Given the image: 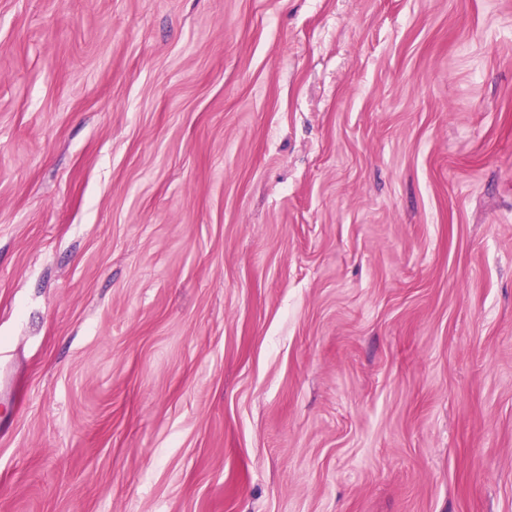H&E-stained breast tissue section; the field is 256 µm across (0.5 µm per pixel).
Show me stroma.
Wrapping results in <instances>:
<instances>
[{
    "instance_id": "35a3bbf8",
    "label": "stroma",
    "mask_w": 512,
    "mask_h": 512,
    "mask_svg": "<svg viewBox=\"0 0 512 512\" xmlns=\"http://www.w3.org/2000/svg\"><path fill=\"white\" fill-rule=\"evenodd\" d=\"M0 512H512V0H0Z\"/></svg>"
}]
</instances>
